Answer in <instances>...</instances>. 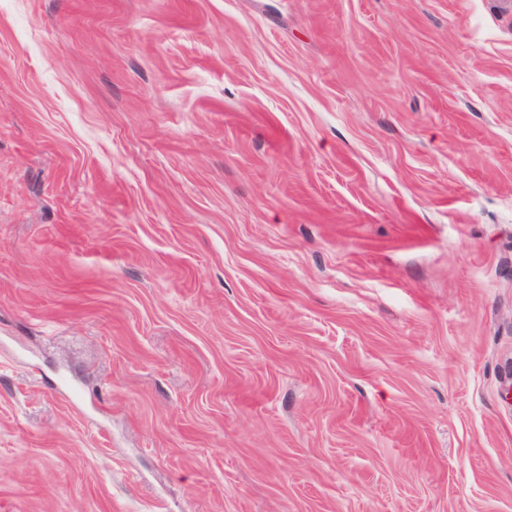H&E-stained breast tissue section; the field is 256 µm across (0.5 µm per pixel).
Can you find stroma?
I'll return each mask as SVG.
<instances>
[{
    "instance_id": "1",
    "label": "stroma",
    "mask_w": 512,
    "mask_h": 512,
    "mask_svg": "<svg viewBox=\"0 0 512 512\" xmlns=\"http://www.w3.org/2000/svg\"><path fill=\"white\" fill-rule=\"evenodd\" d=\"M512 0H0V512H512Z\"/></svg>"
}]
</instances>
